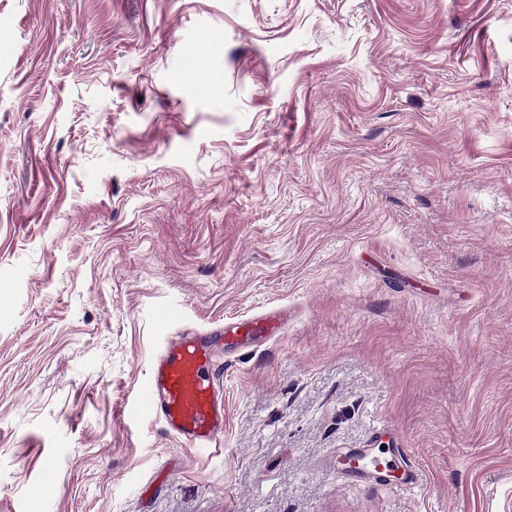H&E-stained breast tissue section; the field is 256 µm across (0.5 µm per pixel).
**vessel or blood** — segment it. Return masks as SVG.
Wrapping results in <instances>:
<instances>
[{"label":"vessel or blood","mask_w":512,"mask_h":512,"mask_svg":"<svg viewBox=\"0 0 512 512\" xmlns=\"http://www.w3.org/2000/svg\"><path fill=\"white\" fill-rule=\"evenodd\" d=\"M287 324L284 308L247 319L231 317L222 328L224 343L254 349L276 339ZM213 352L211 338L196 332L168 337L135 395L138 411L159 418L169 435L198 450L216 446L224 434V392L214 374ZM334 466L341 476L366 478L386 489L416 488L423 482L421 468L398 441L389 448L343 450Z\"/></svg>","instance_id":"b4317fda"}]
</instances>
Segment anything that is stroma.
Returning <instances> with one entry per match:
<instances>
[{"label":"stroma","mask_w":512,"mask_h":512,"mask_svg":"<svg viewBox=\"0 0 512 512\" xmlns=\"http://www.w3.org/2000/svg\"><path fill=\"white\" fill-rule=\"evenodd\" d=\"M286 304L220 449L130 415ZM0 512H512V0H0ZM288 325V309H275L247 319L230 317L216 333H224V346L255 349L276 339ZM336 473L343 477L368 478L386 489L417 488L422 485L421 468L412 460L396 436L393 448H352L336 454Z\"/></svg>","instance_id":"stroma-1"}]
</instances>
